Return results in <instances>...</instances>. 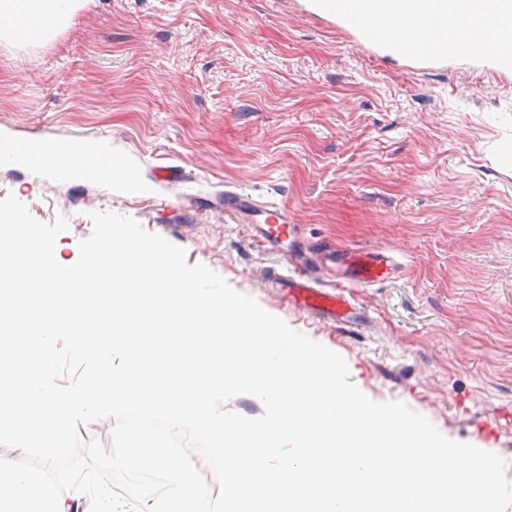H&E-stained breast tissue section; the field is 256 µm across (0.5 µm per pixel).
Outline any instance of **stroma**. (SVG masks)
<instances>
[{
  "label": "stroma",
  "instance_id": "35a3bbf8",
  "mask_svg": "<svg viewBox=\"0 0 512 512\" xmlns=\"http://www.w3.org/2000/svg\"><path fill=\"white\" fill-rule=\"evenodd\" d=\"M0 134L100 144L151 187L0 167V199L67 218L61 259L91 213L129 216L512 480V66L405 58L310 0H85L47 40L0 39ZM228 191L288 211L286 253L344 287L357 327L289 305L283 255L225 216ZM349 249L386 251L393 275L350 284Z\"/></svg>",
  "mask_w": 512,
  "mask_h": 512
}]
</instances>
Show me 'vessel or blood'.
Here are the masks:
<instances>
[{"mask_svg":"<svg viewBox=\"0 0 512 512\" xmlns=\"http://www.w3.org/2000/svg\"><path fill=\"white\" fill-rule=\"evenodd\" d=\"M466 8L477 21L475 32L478 36L502 44L512 43V0H467ZM48 148L47 142L31 140L6 149V156H19L21 162L37 159ZM224 208L236 213L248 211L263 223L262 235L270 245H277L283 236L291 231L288 213L272 204H259L246 195L232 191L224 194ZM344 262L350 280L376 284L383 282L391 273L393 260L382 252L349 250ZM279 285L297 305L322 313L331 320L352 322L353 306L343 291H329L322 288L306 267L295 268L292 274L279 278Z\"/></svg>","mask_w":512,"mask_h":512,"instance_id":"1","label":"vessel or blood"}]
</instances>
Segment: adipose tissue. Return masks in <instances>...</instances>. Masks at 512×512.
Segmentation results:
<instances>
[{"instance_id": "adipose-tissue-1", "label": "adipose tissue", "mask_w": 512, "mask_h": 512, "mask_svg": "<svg viewBox=\"0 0 512 512\" xmlns=\"http://www.w3.org/2000/svg\"><path fill=\"white\" fill-rule=\"evenodd\" d=\"M457 14L435 12L433 0H372L371 11L359 17V29L378 28L386 40L427 41L455 34L463 50L481 55L502 56L506 50L487 40H472V19L463 9L464 0H450ZM83 0H0V38L23 37L43 40L67 27ZM41 168L65 178L92 175L120 185L126 194L144 196L148 186L139 180L122 159L108 157L101 149L85 145L80 151L48 152ZM74 497L61 491L58 483H46L36 473L18 468L14 458L0 456V512H71Z\"/></svg>"}]
</instances>
